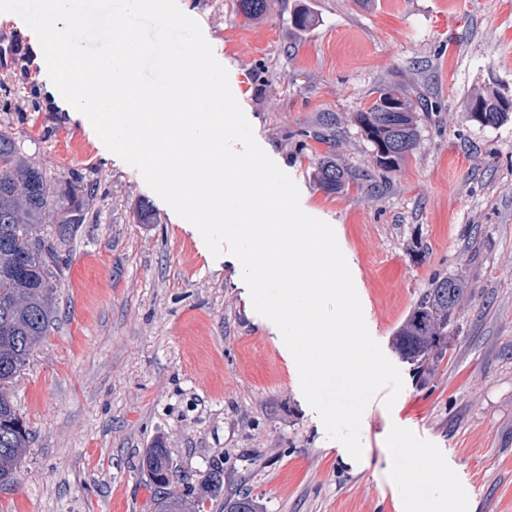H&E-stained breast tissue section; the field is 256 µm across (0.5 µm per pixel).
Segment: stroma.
<instances>
[{"label":"stroma","mask_w":512,"mask_h":512,"mask_svg":"<svg viewBox=\"0 0 512 512\" xmlns=\"http://www.w3.org/2000/svg\"><path fill=\"white\" fill-rule=\"evenodd\" d=\"M198 21L255 138L329 223L371 336L404 388L361 423L364 461L343 456L304 398L278 328L257 314L235 256L199 231L47 91L41 71L0 72V134L58 191L95 185L67 238L39 228L67 266L56 321L9 385L33 439L0 512H154L140 460L163 442L184 495L224 466V493L264 512H407L401 448H429L472 512H512V120L481 126L464 104L512 97V0H274L247 22L236 0H178ZM306 9L316 25L292 20ZM432 105L419 146L379 172L355 121L383 83ZM335 141L353 176L339 193L312 171ZM148 203L150 224L133 213ZM470 285L433 369L396 359L391 339L435 277Z\"/></svg>","instance_id":"1"}]
</instances>
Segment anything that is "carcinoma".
<instances>
[{"label":"carcinoma","mask_w":512,"mask_h":512,"mask_svg":"<svg viewBox=\"0 0 512 512\" xmlns=\"http://www.w3.org/2000/svg\"><path fill=\"white\" fill-rule=\"evenodd\" d=\"M243 17L249 22L263 20L271 0H239ZM377 97L356 121L374 146V163L385 172L400 168L418 146V112L422 111L420 93L412 86L383 84ZM500 93L475 94L465 105L464 118L482 126H497L512 118V109L498 105ZM386 99L398 102L395 111H382ZM482 101L489 111L476 114L472 105ZM313 177L327 194H336L348 184L349 172L336 163L333 149L326 150L316 163ZM92 192L72 190L57 198L42 170L22 156L18 142L0 135V488L18 485L24 453L31 430L17 412L5 384L27 365L34 348L46 336L55 321L54 294L46 287L53 281V269L60 256L49 242L38 239V250L24 247L23 239L60 212V236L68 227L85 219L86 201ZM469 291L468 283L458 277L433 279L421 293L413 310L397 327L393 336L396 351L426 370L429 361L438 359L448 346V327L459 313ZM142 468L160 488L177 478L167 449L160 442L147 449ZM224 499V512H263L260 503L248 493L224 497V467L216 465L206 483L192 496L166 495L158 512H199L207 501Z\"/></svg>","instance_id":"cac0c4a2"}]
</instances>
